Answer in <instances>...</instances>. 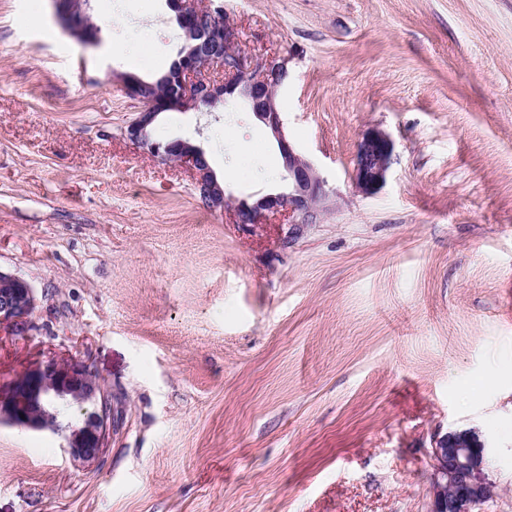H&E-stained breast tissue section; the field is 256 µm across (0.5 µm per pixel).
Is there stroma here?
Instances as JSON below:
<instances>
[{"instance_id":"stroma-1","label":"stroma","mask_w":512,"mask_h":512,"mask_svg":"<svg viewBox=\"0 0 512 512\" xmlns=\"http://www.w3.org/2000/svg\"><path fill=\"white\" fill-rule=\"evenodd\" d=\"M240 46L288 62L285 132L325 180L298 229L238 224L125 134L120 74L160 77L166 0H0V269L42 298L0 332V387L90 364L112 403L99 462L0 425V512H427L431 440L473 428L512 512V0H221ZM395 143L353 185L363 132ZM233 201L288 189L245 101L165 112ZM77 1L78 4L75 5L69 3V9L66 8L63 1H55V3L67 28L71 32L76 33L80 37V40L85 44H95L97 41V29L87 26L89 23L84 16V7L87 5L88 0ZM76 15H78L83 21ZM394 141L378 127L368 128L359 143L353 183L364 196L377 194L386 184L394 156Z\"/></svg>"}]
</instances>
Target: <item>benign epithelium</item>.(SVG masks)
I'll use <instances>...</instances> for the list:
<instances>
[{
	"label": "benign epithelium",
	"instance_id": "1",
	"mask_svg": "<svg viewBox=\"0 0 512 512\" xmlns=\"http://www.w3.org/2000/svg\"><path fill=\"white\" fill-rule=\"evenodd\" d=\"M88 0L57 9L67 28L86 44L97 41V29L84 20ZM183 35L177 76L169 92L158 96L156 83L123 74V87L140 105L138 118L126 136L148 148L164 162L192 173L201 200L211 209H230L237 224H261L270 213H282L290 224H311L326 209L329 192L314 165L289 141L276 104L277 91L288 79V61L255 60L241 53L236 26L222 7L205 6L202 0H167ZM219 69L224 82L215 83L210 71ZM239 93L248 98L255 117L274 137L282 166L288 174V192L267 194L251 203L227 198L206 153L188 140L162 146L150 140V130L163 112L201 105L215 107ZM394 141L378 127L368 128L359 143L353 183L364 196L377 194L386 184L394 156ZM40 306L36 289L25 279L0 270V328L17 334L34 328ZM91 403L96 409L60 427L57 407ZM0 422L34 432L50 431L63 440L62 449L76 464L98 460L108 447L111 412L106 388L83 361L50 359L36 364L0 388ZM487 447L473 429L437 436L430 451L432 473L428 512H474L491 495L483 469Z\"/></svg>",
	"mask_w": 512,
	"mask_h": 512
}]
</instances>
